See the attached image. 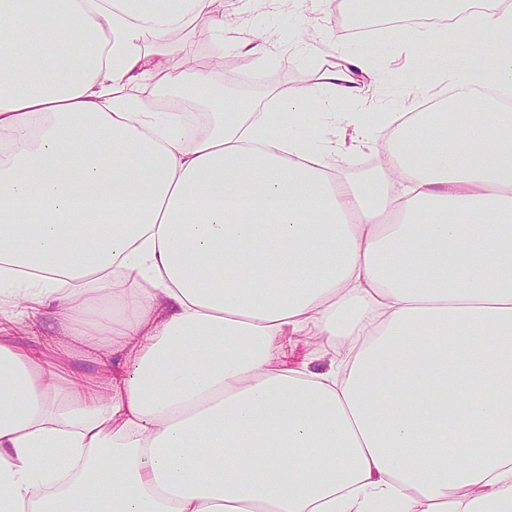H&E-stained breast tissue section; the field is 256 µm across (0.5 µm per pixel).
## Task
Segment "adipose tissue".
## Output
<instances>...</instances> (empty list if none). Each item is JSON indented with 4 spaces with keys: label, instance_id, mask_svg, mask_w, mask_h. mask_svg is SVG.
<instances>
[{
    "label": "adipose tissue",
    "instance_id": "obj_1",
    "mask_svg": "<svg viewBox=\"0 0 512 512\" xmlns=\"http://www.w3.org/2000/svg\"><path fill=\"white\" fill-rule=\"evenodd\" d=\"M453 7L371 46L297 34L307 79L230 112L225 50L278 59L263 16L0 0V304L98 366L0 336V512H512V5ZM197 23L208 63L162 65L151 41ZM397 59L442 112L369 119ZM185 86L203 124L150 95ZM376 143L374 173L338 172ZM289 335L327 368L289 365Z\"/></svg>",
    "mask_w": 512,
    "mask_h": 512
}]
</instances>
